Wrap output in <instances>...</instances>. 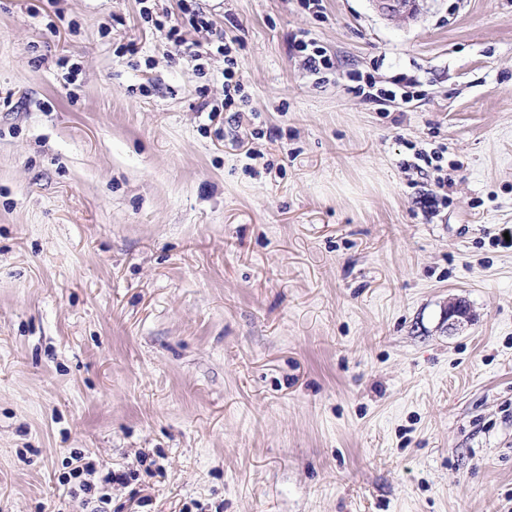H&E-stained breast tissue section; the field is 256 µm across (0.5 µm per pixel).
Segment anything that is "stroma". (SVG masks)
<instances>
[{
    "instance_id": "1",
    "label": "stroma",
    "mask_w": 512,
    "mask_h": 512,
    "mask_svg": "<svg viewBox=\"0 0 512 512\" xmlns=\"http://www.w3.org/2000/svg\"><path fill=\"white\" fill-rule=\"evenodd\" d=\"M202 5L0 0V512H512V0ZM379 9L391 17H414L419 9V0H376ZM292 47L298 53L302 54L306 69L313 74H321L322 71L329 70L333 66L332 58L326 52L317 46V43L311 39H297L295 37ZM312 47V48H309ZM224 50V106L232 107L236 104L235 96H239L243 90L241 80L242 65L235 55H232V48L225 42L217 47L218 51ZM350 82L354 83L348 86L351 93L356 96H365L380 105H384L386 102H395L397 99L405 103L410 102L414 97V92L411 89L417 83L412 79L400 78L391 82V86L378 87L373 76H364L360 72L352 73ZM417 155L421 157L420 160H423L427 167H432L433 169L435 195L432 196V201L436 203L437 196H440L443 201L444 199H446V197H448V174L444 172L442 165L433 164L434 161L436 163L441 161L440 155H438V153L432 154V152L428 154L426 151H424V153L419 151ZM95 473V469L90 462H85L80 465L73 467L68 477L64 479L66 483H70L71 479L78 480L79 479V489L83 491L85 494H89V502L96 503L92 505L91 512H106V507L103 505H108L111 502V498H109L107 493L103 492V487H96L94 483L85 478V476H91ZM93 492V494H91Z\"/></svg>"
}]
</instances>
